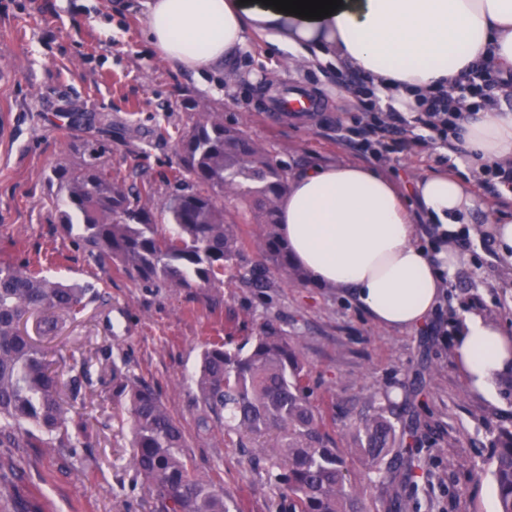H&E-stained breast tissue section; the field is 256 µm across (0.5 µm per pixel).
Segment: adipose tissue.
I'll use <instances>...</instances> for the list:
<instances>
[{"instance_id":"obj_1","label":"adipose tissue","mask_w":512,"mask_h":512,"mask_svg":"<svg viewBox=\"0 0 512 512\" xmlns=\"http://www.w3.org/2000/svg\"><path fill=\"white\" fill-rule=\"evenodd\" d=\"M142 25L158 57L203 76L223 69L250 36L287 47L315 67L332 64L367 78L382 103L419 112L425 97L455 100L472 71L491 70L488 99H467L461 135L469 167L512 164V0H341L331 16L309 20L259 0H143ZM413 194L441 243L414 241L402 193L367 167L302 169L289 179L279 228L291 261L316 283L347 290L379 326L422 325L462 257L454 242L466 224L487 225L512 260V221L479 203L473 179L454 169L427 174ZM469 388L493 393L512 366V337L469 314L456 335Z\"/></svg>"}]
</instances>
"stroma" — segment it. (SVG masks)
<instances>
[{"label":"stroma","instance_id":"35a3bbf8","mask_svg":"<svg viewBox=\"0 0 512 512\" xmlns=\"http://www.w3.org/2000/svg\"><path fill=\"white\" fill-rule=\"evenodd\" d=\"M0 0V262L37 259L43 272L92 283L102 294L54 341L63 378L88 362L91 383L78 411L90 437L78 456L45 448H0L23 494L42 512H152L148 492L133 480L130 433L113 420L107 352L124 354L131 372L162 394L190 438L198 466L217 474L241 512H284L285 501L264 465L213 424L198 435L192 374L202 344L219 336L244 344L268 324L297 338L311 372L313 403L329 401L337 447L356 445L355 425L385 412L396 430L416 424L398 447L413 458L398 483L406 512H497L492 479L482 468L498 428H512V369L492 396L471 392L455 355L466 313L512 335V262L502 258L483 225H471L466 260L448 283L437 312L413 330L376 325L350 297L293 280L260 249L263 224H244L250 246L224 272L218 301L207 295H152L116 269L88 261L74 236L56 225L53 170L89 157L150 189L160 202L190 177L175 158L178 133L197 118L193 104L224 115L227 126L264 146L294 171L352 163L373 168L402 193L448 162L423 127H409L411 150L365 156L346 126L362 97L358 76L292 62L288 52L250 38L224 71L197 79L156 56L144 39L139 0ZM300 90L314 100L308 113L276 109V94ZM80 121H71V114ZM265 267L267 288L250 287L244 271Z\"/></svg>","mask_w":512,"mask_h":512}]
</instances>
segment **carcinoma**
<instances>
[{
	"label": "carcinoma",
	"mask_w": 512,
	"mask_h": 512,
	"mask_svg": "<svg viewBox=\"0 0 512 512\" xmlns=\"http://www.w3.org/2000/svg\"><path fill=\"white\" fill-rule=\"evenodd\" d=\"M179 168L192 184L161 204L166 224L140 204L136 184L96 162L76 169L58 166L57 224L73 234L88 259L115 266L150 293L192 294L223 283L224 270L238 261L247 242L240 225L224 219V194L244 206L245 223L265 224V250L294 279L288 247L277 232L279 201L288 176L242 132L224 126L220 112H200L178 137ZM101 299L98 289L63 282L28 261L0 262V447L66 448L75 452L88 427L64 387L77 397L82 381L64 382L53 369L58 319L76 317ZM48 310L56 318L39 321V338L26 323ZM200 409L198 432L224 423L238 447L251 454L271 453L268 477L288 500V512H366L364 500L348 478V456L376 470L390 494V508L405 512L393 491L397 472L408 470L393 451L395 430L383 414L364 417L356 426L357 447L338 448L327 429L329 409L310 400L308 373L298 340L264 328L250 346L228 347L221 340L201 353L195 379ZM112 406L131 425V467L155 500V512H231L221 482L199 469L189 453V436L167 411L160 393L136 377L126 362H112ZM275 434L273 448L255 440ZM488 461L498 512H512V429L500 428ZM0 512H42L14 484L0 485Z\"/></svg>",
	"instance_id": "cac0c4a2"
}]
</instances>
